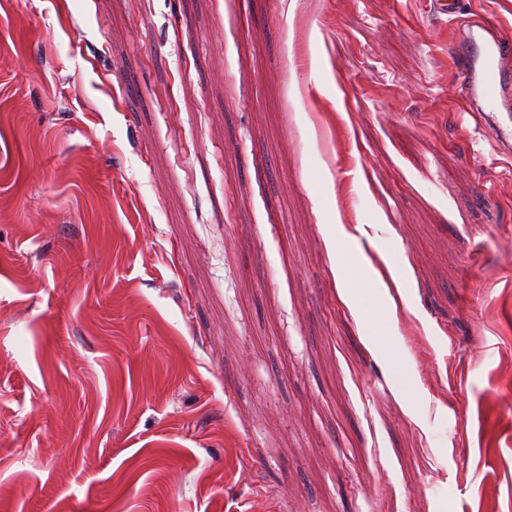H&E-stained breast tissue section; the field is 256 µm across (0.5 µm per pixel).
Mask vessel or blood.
<instances>
[{
  "label": "vessel or blood",
  "instance_id": "1",
  "mask_svg": "<svg viewBox=\"0 0 512 512\" xmlns=\"http://www.w3.org/2000/svg\"><path fill=\"white\" fill-rule=\"evenodd\" d=\"M461 89L497 154L512 156V43L499 27L475 21L463 26L457 43Z\"/></svg>",
  "mask_w": 512,
  "mask_h": 512
}]
</instances>
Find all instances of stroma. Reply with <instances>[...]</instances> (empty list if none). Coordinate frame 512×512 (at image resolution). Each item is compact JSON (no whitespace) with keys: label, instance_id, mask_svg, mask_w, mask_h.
I'll return each instance as SVG.
<instances>
[{"label":"stroma","instance_id":"obj_1","mask_svg":"<svg viewBox=\"0 0 512 512\" xmlns=\"http://www.w3.org/2000/svg\"><path fill=\"white\" fill-rule=\"evenodd\" d=\"M512 0H0L5 512H512ZM398 288L349 271L337 224ZM457 48L461 89L467 109L479 119V128L496 153L510 158L512 44L504 40L499 27L477 20L459 31ZM360 236L368 235L363 224H357L353 230H348L343 224H337L336 236L330 242V249L336 253V258L345 259L357 253L356 245Z\"/></svg>","mask_w":512,"mask_h":512}]
</instances>
